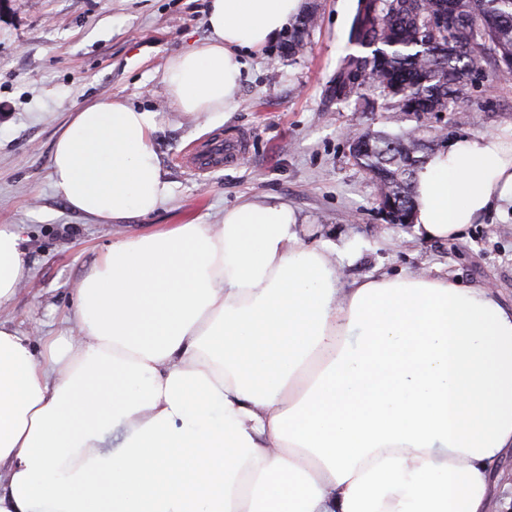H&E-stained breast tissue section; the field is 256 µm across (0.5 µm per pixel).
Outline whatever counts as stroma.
<instances>
[{
    "label": "stroma",
    "instance_id": "obj_1",
    "mask_svg": "<svg viewBox=\"0 0 512 512\" xmlns=\"http://www.w3.org/2000/svg\"><path fill=\"white\" fill-rule=\"evenodd\" d=\"M305 51L288 57L287 37L249 60L232 112L206 123L174 111L160 81L169 56L208 35L207 0H0V224L25 227L29 280L0 317L27 329L56 330L73 290L116 233L55 196L49 164L59 128L93 100L120 97L157 111L155 151L175 199L125 232L152 224H218L241 198L286 199L306 224L307 242L345 252L353 281L401 271L451 275L489 285L512 305V212H489L463 239L430 242L379 212L376 186L349 151L352 131L391 130L384 111L331 104L327 82L346 52L356 0H316ZM449 138L512 136V78L472 89L463 119L427 114ZM246 136L245 154L199 174L183 166L188 149L215 136Z\"/></svg>",
    "mask_w": 512,
    "mask_h": 512
}]
</instances>
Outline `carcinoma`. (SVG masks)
Returning <instances> with one entry per match:
<instances>
[{"mask_svg": "<svg viewBox=\"0 0 512 512\" xmlns=\"http://www.w3.org/2000/svg\"><path fill=\"white\" fill-rule=\"evenodd\" d=\"M441 9L452 21L430 25ZM315 21L310 13L299 18L288 55L304 51ZM347 42L360 51L341 58L325 97L349 102L365 86L378 91L380 100H364V111L390 113L398 131L358 134L352 141L365 148L350 153L375 181L378 203L408 215L415 176L448 135L401 123L420 112L459 114L476 83L512 77V0H357Z\"/></svg>", "mask_w": 512, "mask_h": 512, "instance_id": "obj_1", "label": "carcinoma"}]
</instances>
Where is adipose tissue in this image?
I'll use <instances>...</instances> for the list:
<instances>
[{
    "mask_svg": "<svg viewBox=\"0 0 512 512\" xmlns=\"http://www.w3.org/2000/svg\"><path fill=\"white\" fill-rule=\"evenodd\" d=\"M303 0H208V37L170 56L172 106L232 111L250 54ZM158 114L70 113L54 194L103 224L172 199ZM414 234L462 238L512 207V139L461 137L415 177ZM287 200L219 224L116 234L61 335L0 320V512H490L512 449V306L426 272L345 281ZM0 224V309L29 279Z\"/></svg>",
    "mask_w": 512,
    "mask_h": 512,
    "instance_id": "obj_1",
    "label": "adipose tissue"
}]
</instances>
